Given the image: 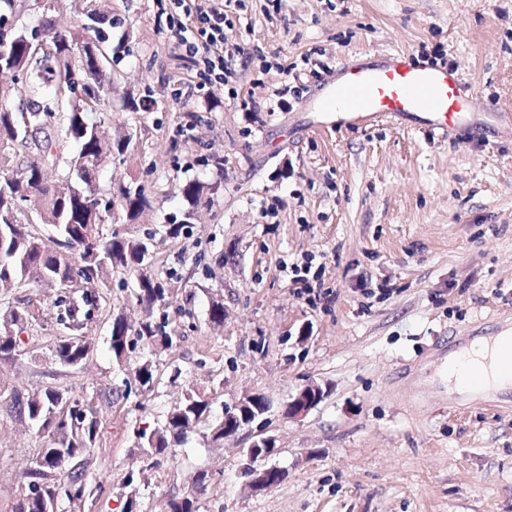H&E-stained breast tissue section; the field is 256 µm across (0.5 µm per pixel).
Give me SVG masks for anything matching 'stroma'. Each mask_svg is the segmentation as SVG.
<instances>
[{
    "label": "stroma",
    "mask_w": 512,
    "mask_h": 512,
    "mask_svg": "<svg viewBox=\"0 0 512 512\" xmlns=\"http://www.w3.org/2000/svg\"><path fill=\"white\" fill-rule=\"evenodd\" d=\"M32 2L15 0L9 33L42 30L48 19L74 27L93 7L114 36L128 35L102 121L107 133L132 132L133 150L100 178L135 175L153 186V208L133 230L151 234L157 271L175 276L173 347L137 343L122 369L108 350L112 316H145L132 274L115 271L101 287L86 332L95 348L77 370L51 352L59 289L16 291L42 310L39 340L0 366V383L22 394L57 386L79 399L117 396L101 408L90 479L119 486L140 464L137 430L163 423L193 387L212 398L214 415L149 472L140 512H166L201 472L210 480L200 512H512V395H451L437 374L445 351L512 329V137L444 141L388 121L321 130L312 106L327 80L305 62L312 49L332 69L392 50L435 56L462 72L478 106L512 110V0H282L277 11L245 0L232 15L240 51L230 86L187 103L175 91L193 73L155 22L158 0H52L47 10ZM284 66L299 73L300 93L271 112ZM126 92L157 105L133 117L121 108ZM242 98L257 112H241ZM192 112L201 121L188 132ZM192 178L222 187L190 235L170 238L165 220ZM273 200L277 216L264 219ZM308 257L330 299L309 300L293 283L290 264ZM215 297L226 310L220 327L208 318ZM146 360L156 368L149 391L133 382ZM311 381L323 399L301 419L283 417ZM254 392L270 402L271 461L288 473L260 493L240 474L249 433L209 438L225 403ZM42 443L0 408V512H13Z\"/></svg>",
    "instance_id": "1"
}]
</instances>
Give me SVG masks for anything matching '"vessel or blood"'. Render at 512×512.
Returning a JSON list of instances; mask_svg holds the SVG:
<instances>
[{
    "instance_id": "1",
    "label": "vessel or blood",
    "mask_w": 512,
    "mask_h": 512,
    "mask_svg": "<svg viewBox=\"0 0 512 512\" xmlns=\"http://www.w3.org/2000/svg\"><path fill=\"white\" fill-rule=\"evenodd\" d=\"M316 100L330 127L389 120L398 126L419 123L438 137L470 127L474 90L458 70L421 63L407 51L383 54L378 64L352 58Z\"/></svg>"
}]
</instances>
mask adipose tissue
<instances>
[{
  "instance_id": "1",
  "label": "adipose tissue",
  "mask_w": 512,
  "mask_h": 512,
  "mask_svg": "<svg viewBox=\"0 0 512 512\" xmlns=\"http://www.w3.org/2000/svg\"><path fill=\"white\" fill-rule=\"evenodd\" d=\"M442 374L450 389L472 388L474 395L495 393L512 385V333L478 336L448 356Z\"/></svg>"
}]
</instances>
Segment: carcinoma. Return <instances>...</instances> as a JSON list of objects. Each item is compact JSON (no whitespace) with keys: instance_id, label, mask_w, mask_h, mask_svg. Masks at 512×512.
<instances>
[{"instance_id":"obj_1","label":"carcinoma","mask_w":512,"mask_h":512,"mask_svg":"<svg viewBox=\"0 0 512 512\" xmlns=\"http://www.w3.org/2000/svg\"><path fill=\"white\" fill-rule=\"evenodd\" d=\"M95 11L85 14V22L63 31L54 30L40 53L30 51L22 34L0 41V65L27 75L33 101L18 111L0 108V171L11 169L16 176L0 187V364L11 363L20 334L38 323L40 310L30 303L13 304V291L23 285L54 282L60 288H80L79 297L61 295L58 325L64 335L56 338L53 356L70 368L81 366L93 351L90 339L69 337L75 327H85L99 309L95 287L105 284L112 272L122 270L136 277L137 302L158 316H149L135 325L122 314L112 318L109 350L119 360L134 345L169 349L174 337L166 330L165 307L170 289L155 269L149 238L114 232L106 236L100 226L116 215L133 224L152 207V190L134 180L96 181L102 165L114 158L125 161L132 135L118 131L102 137L101 121L93 114L105 111L115 88L112 62L125 51V38L112 36L96 27ZM151 102L131 93L123 96L128 112H147ZM220 185L201 179L182 183L180 215L196 216L210 208ZM37 204L38 223L52 228L54 236L44 237L29 219H20L21 202ZM178 215V216H180ZM178 216L168 218L173 238L187 235L192 225ZM156 379L152 361L135 371V381L150 390ZM10 413L29 424L47 443L37 449L39 469L24 476L14 512H43L44 500L65 501L71 512H88L104 493V487L86 477V456L95 447L101 421L95 400H77L53 386L21 395H8ZM68 407L70 424L56 423L57 410ZM210 398L189 388L180 404L168 413L164 423L137 432L143 474L155 468L158 456L173 452L170 438L183 437L197 427L211 410ZM208 474L198 475L192 490L169 500V512H199L197 491L207 488ZM140 477L129 472L119 492L122 512H139ZM70 483H79L83 497L77 500L58 494Z\"/></svg>"}]
</instances>
